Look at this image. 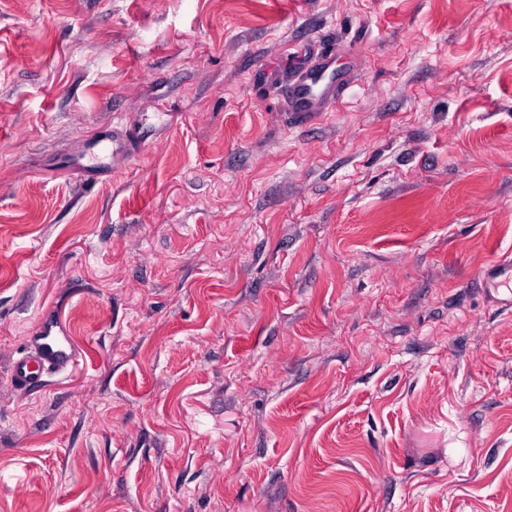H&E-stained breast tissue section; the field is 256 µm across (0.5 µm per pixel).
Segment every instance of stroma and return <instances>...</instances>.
Returning a JSON list of instances; mask_svg holds the SVG:
<instances>
[{
  "mask_svg": "<svg viewBox=\"0 0 512 512\" xmlns=\"http://www.w3.org/2000/svg\"><path fill=\"white\" fill-rule=\"evenodd\" d=\"M506 253L512 0H0V512H512ZM332 55L316 58L297 74L290 89L289 106L299 118L312 116L334 103L346 90L347 79L329 73ZM484 288H496L506 290L510 297L507 299L509 306L512 304V259L508 256H499L493 260L481 274ZM26 351L11 367L14 387L29 392L40 386L51 372L69 369L76 360L71 336L50 316L43 317L25 339Z\"/></svg>",
  "mask_w": 512,
  "mask_h": 512,
  "instance_id": "35a3bbf8",
  "label": "stroma"
}]
</instances>
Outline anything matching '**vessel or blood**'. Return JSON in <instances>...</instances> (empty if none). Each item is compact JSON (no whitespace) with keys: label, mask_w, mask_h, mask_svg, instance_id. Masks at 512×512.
Returning a JSON list of instances; mask_svg holds the SVG:
<instances>
[{"label":"vessel or blood","mask_w":512,"mask_h":512,"mask_svg":"<svg viewBox=\"0 0 512 512\" xmlns=\"http://www.w3.org/2000/svg\"><path fill=\"white\" fill-rule=\"evenodd\" d=\"M330 56L305 65L290 89L289 106L298 117L307 118L334 103L346 89V78L330 70ZM487 288H512V259L499 256L481 274ZM26 350L11 367L14 387L29 392L40 386L46 375L69 369L76 360L71 337L49 316L43 317L25 339Z\"/></svg>","instance_id":"b4317fda"}]
</instances>
